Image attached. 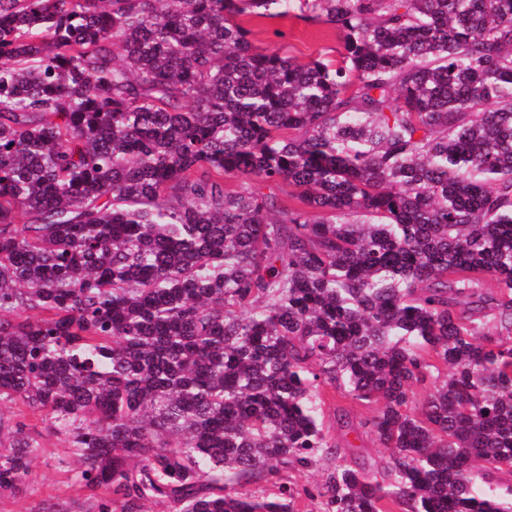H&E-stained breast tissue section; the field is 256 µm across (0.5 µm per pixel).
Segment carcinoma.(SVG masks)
Wrapping results in <instances>:
<instances>
[{
  "instance_id": "carcinoma-1",
  "label": "carcinoma",
  "mask_w": 512,
  "mask_h": 512,
  "mask_svg": "<svg viewBox=\"0 0 512 512\" xmlns=\"http://www.w3.org/2000/svg\"><path fill=\"white\" fill-rule=\"evenodd\" d=\"M292 14L342 60L234 21ZM3 403L0 497L39 423L90 491L37 512H293L248 486L323 461L321 512H512V0H0ZM237 22L250 31L249 38L256 46L299 60L320 57L338 62L344 53L342 35L330 25L304 21L293 15L285 18L242 16ZM321 398L324 401V428L336 439V442L345 446L344 453L348 462L361 458L368 464L380 466L389 461L391 451L378 446L370 436L363 435L356 439V434L349 433L345 437L348 425L357 422L360 418L376 415L379 405L345 398L338 390L329 386L323 388ZM346 441L358 448L348 447Z\"/></svg>"
}]
</instances>
